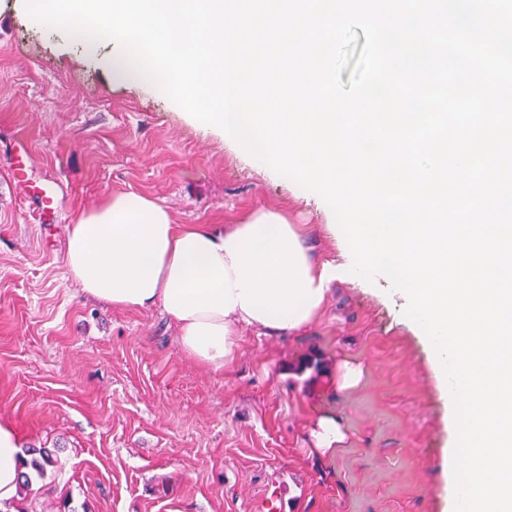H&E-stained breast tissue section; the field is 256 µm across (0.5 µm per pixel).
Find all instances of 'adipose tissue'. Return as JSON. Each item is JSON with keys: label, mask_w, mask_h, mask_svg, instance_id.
Instances as JSON below:
<instances>
[{"label": "adipose tissue", "mask_w": 512, "mask_h": 512, "mask_svg": "<svg viewBox=\"0 0 512 512\" xmlns=\"http://www.w3.org/2000/svg\"><path fill=\"white\" fill-rule=\"evenodd\" d=\"M251 211L239 224L215 231L203 224L179 225L168 208L132 193L108 197L69 225L65 263L82 291L118 309L161 305L175 323L185 354L216 371L229 363L241 329L278 336L308 328L321 312L285 328L264 326L240 307L235 272L224 244L241 241L247 227L264 218ZM21 439L0 418V503L17 494Z\"/></svg>", "instance_id": "adipose-tissue-1"}]
</instances>
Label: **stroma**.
Masks as SVG:
<instances>
[{
	"label": "stroma",
	"instance_id": "obj_1",
	"mask_svg": "<svg viewBox=\"0 0 512 512\" xmlns=\"http://www.w3.org/2000/svg\"><path fill=\"white\" fill-rule=\"evenodd\" d=\"M117 193L216 229L279 211L315 258L337 253L311 191L0 0V417L58 461L26 512H451L448 405L385 277L334 283L298 335L243 330L216 372L160 306L116 309L69 279L67 225ZM344 362L362 376L341 391ZM324 413L346 432L332 456L311 450Z\"/></svg>",
	"mask_w": 512,
	"mask_h": 512
}]
</instances>
